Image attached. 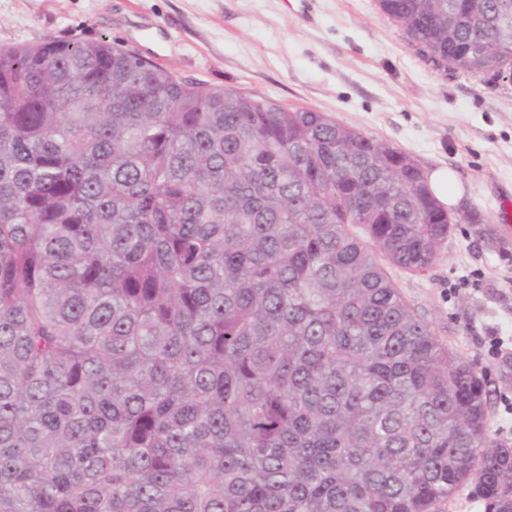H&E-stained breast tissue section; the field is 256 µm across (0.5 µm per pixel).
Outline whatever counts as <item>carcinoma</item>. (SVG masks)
<instances>
[{"instance_id": "cac0c4a2", "label": "carcinoma", "mask_w": 512, "mask_h": 512, "mask_svg": "<svg viewBox=\"0 0 512 512\" xmlns=\"http://www.w3.org/2000/svg\"><path fill=\"white\" fill-rule=\"evenodd\" d=\"M377 5L435 69L512 78V0ZM455 223L326 113L0 44V512H512L487 379L383 266ZM438 512H486L484 501L470 494V489L462 490L451 501L441 505Z\"/></svg>"}]
</instances>
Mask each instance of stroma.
I'll return each instance as SVG.
<instances>
[{"mask_svg": "<svg viewBox=\"0 0 512 512\" xmlns=\"http://www.w3.org/2000/svg\"><path fill=\"white\" fill-rule=\"evenodd\" d=\"M115 40L178 76L326 113L448 168L458 223L430 267L387 273L415 316L483 372L494 439L512 444V82L442 74L376 0H0V43Z\"/></svg>", "mask_w": 512, "mask_h": 512, "instance_id": "stroma-1", "label": "stroma"}]
</instances>
